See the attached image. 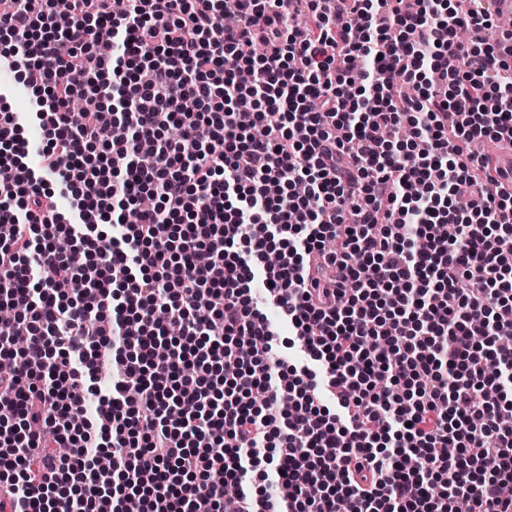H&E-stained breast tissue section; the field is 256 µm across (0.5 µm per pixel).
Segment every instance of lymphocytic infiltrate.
<instances>
[{
  "label": "lymphocytic infiltrate",
  "mask_w": 512,
  "mask_h": 512,
  "mask_svg": "<svg viewBox=\"0 0 512 512\" xmlns=\"http://www.w3.org/2000/svg\"><path fill=\"white\" fill-rule=\"evenodd\" d=\"M305 2L0 0V512H512V29Z\"/></svg>",
  "instance_id": "f902f5d3"
}]
</instances>
